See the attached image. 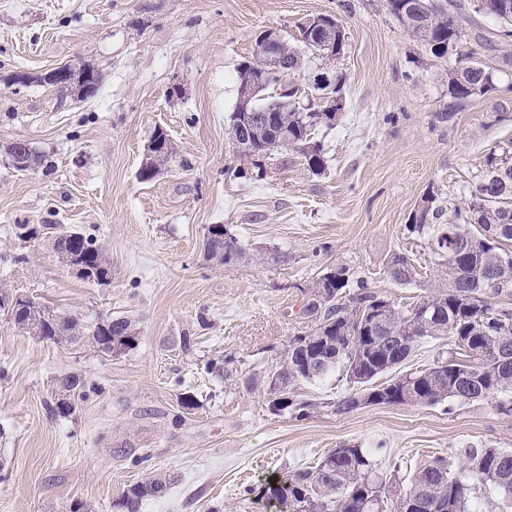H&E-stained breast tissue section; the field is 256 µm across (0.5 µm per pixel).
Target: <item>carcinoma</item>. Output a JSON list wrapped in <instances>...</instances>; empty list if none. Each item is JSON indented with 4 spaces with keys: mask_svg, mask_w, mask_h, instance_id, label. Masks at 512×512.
Masks as SVG:
<instances>
[{
    "mask_svg": "<svg viewBox=\"0 0 512 512\" xmlns=\"http://www.w3.org/2000/svg\"><path fill=\"white\" fill-rule=\"evenodd\" d=\"M385 3L388 12L432 56L441 59L455 54L460 58V66L448 73V111L458 112L495 90L492 72L461 50L467 33L460 18L470 8L465 0ZM475 9L512 23V0H476ZM325 18L336 23V44L331 48L319 45L312 53L325 69L332 70L344 55L345 33L336 16ZM276 50L288 69L301 68L306 53L294 50L288 39H282ZM236 71L237 111L230 114L227 131L237 145L239 162L258 169L257 154H291L303 159L310 174L324 173L328 158L318 136L336 126L342 108L319 112L316 104L310 108L293 104L282 111L267 109L277 94L278 77L266 75L256 50ZM151 140L161 141L162 147L141 164L138 179L142 182L154 179L174 153L164 130H155ZM408 229L428 235L431 250L439 258L429 295L403 310L373 292L346 294L350 278L344 267L324 273L307 304L318 315L316 326L291 336L284 358L267 373L273 413L308 416L311 404L297 399L294 388L336 371L352 384V391L338 403L340 411L380 402L470 404L512 392V309L491 302L493 296L512 295V279L501 280L500 267L501 259L512 258V252L505 249L512 242V147L506 144L486 155L484 175L465 206L448 211L430 193L412 213ZM207 245L210 257L225 264L239 254L236 241L226 237L222 224L214 225ZM55 251L66 263L69 255L78 254L89 264H108L102 248L78 232L59 235ZM389 273L400 284L416 281L415 266L405 255L392 258ZM0 311L15 326L44 340L71 341L84 335L79 318L58 315L24 294L0 291ZM442 336L452 338L454 348L434 367L375 383L400 368L418 343ZM91 339L108 353L131 349L137 342L134 326L124 318L97 324ZM80 387L84 383L77 376L63 379L56 402L59 415L73 412L71 395ZM465 457L467 475L452 472L451 462L437 456L413 471L405 490L393 493L392 480L376 473L370 450L344 445L310 469L271 480L263 494L275 501L279 512H482L474 501L470 476L512 501L511 450L481 448L465 452ZM166 491L165 480L149 476L125 490L113 501V508L140 512L143 500Z\"/></svg>",
    "mask_w": 512,
    "mask_h": 512,
    "instance_id": "1",
    "label": "carcinoma"
}]
</instances>
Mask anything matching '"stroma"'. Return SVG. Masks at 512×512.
<instances>
[{
	"mask_svg": "<svg viewBox=\"0 0 512 512\" xmlns=\"http://www.w3.org/2000/svg\"><path fill=\"white\" fill-rule=\"evenodd\" d=\"M344 24L337 71L347 97L324 136L325 174L299 160L240 169L226 134L237 103L236 66L266 29L294 33L315 14ZM465 52L494 74L496 89L447 112L457 56H431L384 0H0V289L38 298L84 323L130 318L134 348L101 352L89 339L39 340L0 314V512H115L146 477L168 491L140 512H274L256 497L270 477L316 465L345 444L381 449L379 470L399 464V484L429 457L460 462L466 448L512 450V411L497 399L460 405H367L345 412V375L301 383L309 417L273 414L252 374L282 358L289 337L315 321V283L345 267L406 308L422 299L438 262L410 233L420 199L466 205L491 149L512 141V41L488 49L503 23L468 13ZM89 64L93 96H60L39 83L56 66ZM27 71L29 83L7 77ZM506 109L508 121L489 116ZM174 154L152 181L137 177L156 128ZM23 141L48 165L16 169L7 147ZM38 228L23 240L19 225ZM240 253L208 257L211 225ZM96 240L111 268L103 285L58 259L55 234ZM409 257L416 282L389 274ZM226 363L215 379L207 361ZM84 387L75 410L56 414L62 377ZM196 399L185 410V394ZM144 464H134V457Z\"/></svg>",
	"mask_w": 512,
	"mask_h": 512,
	"instance_id": "35a3bbf8",
	"label": "stroma"
}]
</instances>
